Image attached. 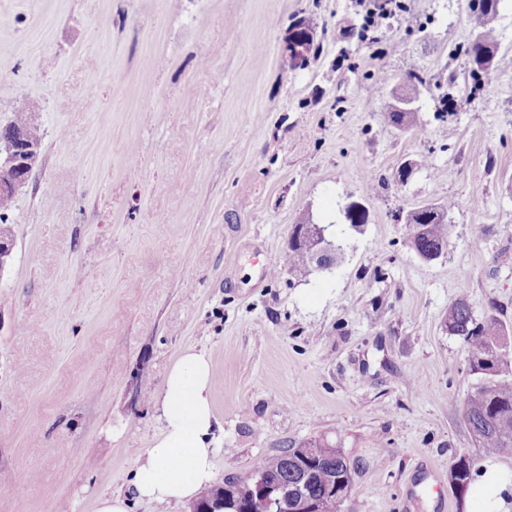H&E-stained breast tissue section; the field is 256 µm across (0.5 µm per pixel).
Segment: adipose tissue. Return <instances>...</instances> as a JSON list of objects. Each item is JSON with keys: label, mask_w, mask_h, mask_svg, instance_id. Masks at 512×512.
Returning a JSON list of instances; mask_svg holds the SVG:
<instances>
[{"label": "adipose tissue", "mask_w": 512, "mask_h": 512, "mask_svg": "<svg viewBox=\"0 0 512 512\" xmlns=\"http://www.w3.org/2000/svg\"><path fill=\"white\" fill-rule=\"evenodd\" d=\"M213 365L204 352L187 349L169 368L157 399L161 431L138 459L131 496L105 494L96 512H130L132 500H189L214 479L218 424L212 399ZM512 479L487 461L473 484V512H512Z\"/></svg>", "instance_id": "obj_1"}]
</instances>
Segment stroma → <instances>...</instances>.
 <instances>
[{"mask_svg":"<svg viewBox=\"0 0 512 512\" xmlns=\"http://www.w3.org/2000/svg\"><path fill=\"white\" fill-rule=\"evenodd\" d=\"M402 4L363 41L355 0H0V125L23 99L43 133L0 271V512L128 493L188 348L213 364L215 483L325 436L361 463L349 512H470L448 469L481 453L459 414L478 378L444 315L512 322V68L470 78L465 0ZM303 18L321 51L292 70ZM411 72L402 130L380 114ZM450 200L424 262L405 216ZM305 219L341 259L272 279Z\"/></svg>","mask_w":512,"mask_h":512,"instance_id":"obj_1","label":"stroma"}]
</instances>
